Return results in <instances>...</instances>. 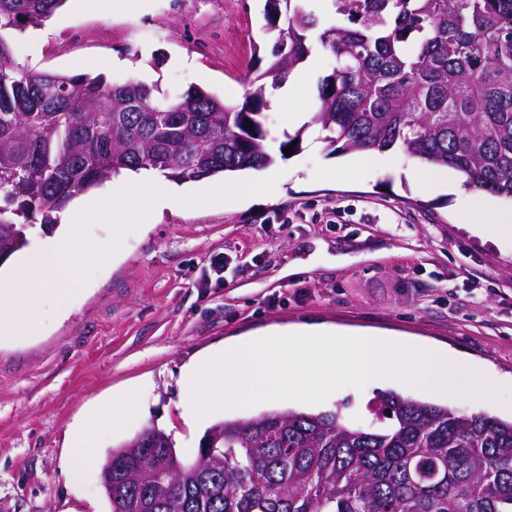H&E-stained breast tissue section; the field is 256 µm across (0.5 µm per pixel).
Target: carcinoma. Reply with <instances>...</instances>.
<instances>
[{
	"instance_id": "1",
	"label": "carcinoma",
	"mask_w": 512,
	"mask_h": 512,
	"mask_svg": "<svg viewBox=\"0 0 512 512\" xmlns=\"http://www.w3.org/2000/svg\"><path fill=\"white\" fill-rule=\"evenodd\" d=\"M64 2L0 0V31L39 27ZM330 2L325 27L298 0H267L268 25L284 17L287 34L241 105L195 86L171 97L142 81L34 73L0 36V254L123 170L185 182L272 166L266 79L284 81L314 40L335 65L312 120L280 148L311 126L333 151L398 144L512 199V0ZM365 411L366 429L339 407L218 421L191 460L148 426L112 450V512H512V420L393 391Z\"/></svg>"
}]
</instances>
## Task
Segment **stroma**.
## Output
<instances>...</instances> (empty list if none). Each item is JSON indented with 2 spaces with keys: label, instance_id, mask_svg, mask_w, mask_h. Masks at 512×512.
Returning a JSON list of instances; mask_svg holds the SVG:
<instances>
[{
  "label": "stroma",
  "instance_id": "stroma-1",
  "mask_svg": "<svg viewBox=\"0 0 512 512\" xmlns=\"http://www.w3.org/2000/svg\"><path fill=\"white\" fill-rule=\"evenodd\" d=\"M266 0H142L104 14L81 0L39 28L11 30L15 60L35 72L138 79L169 95L197 86L243 103L271 59ZM388 169L325 180L350 154L305 135L278 155L272 200L234 208L214 201L149 213L122 237L120 254L80 283L65 309L46 300L39 335L0 337V512H112L102 465L148 425L194 458L214 423L274 410L271 402L187 420L184 365L272 328L317 325L434 346L476 364L504 391L493 398L345 387L323 409L366 424L377 390L512 419V235L486 239L456 217L455 197L422 193L402 149ZM224 256V281L211 259ZM138 394L118 424H98L92 466L68 479L70 443L95 410Z\"/></svg>",
  "mask_w": 512,
  "mask_h": 512
}]
</instances>
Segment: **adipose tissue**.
Here are the masks:
<instances>
[{"label": "adipose tissue", "mask_w": 512, "mask_h": 512, "mask_svg": "<svg viewBox=\"0 0 512 512\" xmlns=\"http://www.w3.org/2000/svg\"><path fill=\"white\" fill-rule=\"evenodd\" d=\"M308 81V72L300 68L291 72L273 89V105L286 112V121L289 124L299 125L311 118L310 113L292 112L288 109L291 101L306 94ZM411 178L423 192L444 190L459 197L462 201L457 213L459 222L471 226L483 236L495 237L512 231V211H501L487 206L466 184L464 177L454 169L441 167L425 173L415 171Z\"/></svg>", "instance_id": "1"}]
</instances>
